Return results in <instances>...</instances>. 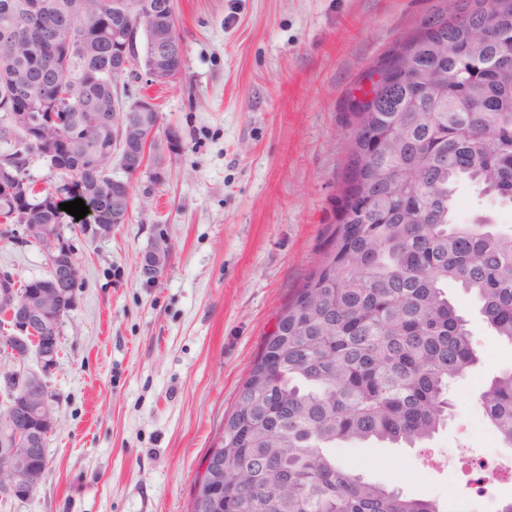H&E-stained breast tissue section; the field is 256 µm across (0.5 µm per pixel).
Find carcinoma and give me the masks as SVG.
<instances>
[{"label": "carcinoma", "instance_id": "1", "mask_svg": "<svg viewBox=\"0 0 512 512\" xmlns=\"http://www.w3.org/2000/svg\"><path fill=\"white\" fill-rule=\"evenodd\" d=\"M0 0V113L35 104L48 134L81 124L119 151L121 169L142 162L136 135L112 99L124 95L117 29L143 35L152 20L112 11V0ZM106 18L105 33L74 53L77 18ZM25 24L29 39L7 32ZM53 43L34 55L29 41ZM512 0H433L428 13L375 62L379 79L352 97L354 120L336 220L323 255L281 309L249 368L222 430L207 449L189 512H441L428 499L369 482L333 453L339 442L420 446L448 419L452 381L477 365L468 320L448 298L454 283L479 302L483 322L512 344V232L486 219L452 220L460 183L512 205ZM14 154L35 156L0 120ZM74 189L25 188L31 224H63L59 204L91 199L106 224L130 220L131 194L108 170L75 159ZM17 188L0 178V224H15ZM59 336L48 321L17 356ZM29 371L3 376L16 395ZM477 401L504 448H512V369L484 384Z\"/></svg>", "mask_w": 512, "mask_h": 512}]
</instances>
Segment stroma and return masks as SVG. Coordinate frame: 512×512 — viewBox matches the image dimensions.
Returning a JSON list of instances; mask_svg holds the SVG:
<instances>
[{
	"label": "stroma",
	"instance_id": "35a3bbf8",
	"mask_svg": "<svg viewBox=\"0 0 512 512\" xmlns=\"http://www.w3.org/2000/svg\"><path fill=\"white\" fill-rule=\"evenodd\" d=\"M431 0H175L183 74L130 79L160 110L152 162L129 178V223L72 236L81 276L59 325L57 398L44 482L0 512H189L203 459L278 311L320 259L336 215L353 117L348 102L378 57ZM0 239V277L44 278L43 248L24 225ZM155 248L164 273L142 274ZM465 307L481 360L452 390L448 424L420 448L343 444L337 457L369 481L475 512L449 497L439 451L467 455L484 380L512 369V345Z\"/></svg>",
	"mask_w": 512,
	"mask_h": 512
}]
</instances>
